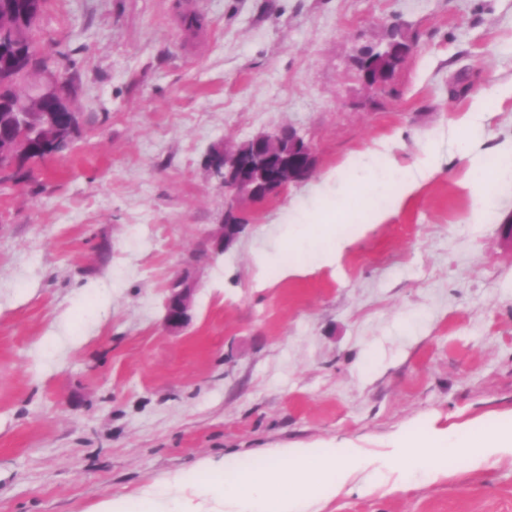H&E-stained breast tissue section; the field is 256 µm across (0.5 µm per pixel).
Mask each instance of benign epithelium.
I'll use <instances>...</instances> for the list:
<instances>
[{
  "instance_id": "obj_1",
  "label": "benign epithelium",
  "mask_w": 512,
  "mask_h": 512,
  "mask_svg": "<svg viewBox=\"0 0 512 512\" xmlns=\"http://www.w3.org/2000/svg\"><path fill=\"white\" fill-rule=\"evenodd\" d=\"M18 30L11 16L0 17V73L21 68L39 54L34 44L19 38ZM408 53L409 45L402 39L372 48L361 72L365 86L370 90L388 86ZM32 85L36 87L35 102L44 109L40 113L44 138L49 140L56 132L61 137L73 136V122L64 120L57 109L68 97L69 76L46 72ZM30 149V142L22 136L0 147V172L11 170L16 158ZM207 167L211 177L224 187L226 218L213 235V248L226 252L244 229L237 218V203L243 198L272 196L290 183L308 180L315 169V153L304 135L288 126L256 135L235 149L210 154ZM194 291L195 284L188 278L174 280L164 316L169 331L178 332L189 321Z\"/></svg>"
}]
</instances>
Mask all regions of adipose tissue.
<instances>
[{"mask_svg":"<svg viewBox=\"0 0 512 512\" xmlns=\"http://www.w3.org/2000/svg\"><path fill=\"white\" fill-rule=\"evenodd\" d=\"M350 220L340 202L297 223L288 240L292 261L284 272L296 271V258L316 248L324 260L339 258L353 238L336 227ZM398 452L400 481L418 474L434 478L464 454L483 462L512 453V427L480 420L448 433L420 423L400 438ZM361 473L374 487L389 482L383 466L361 448H276L263 453L256 466L227 455L177 473L167 487L103 503L98 512H313L315 504L336 498Z\"/></svg>","mask_w":512,"mask_h":512,"instance_id":"adipose-tissue-1","label":"adipose tissue"}]
</instances>
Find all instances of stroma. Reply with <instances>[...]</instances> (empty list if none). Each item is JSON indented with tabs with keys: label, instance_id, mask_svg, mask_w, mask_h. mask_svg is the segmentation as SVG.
<instances>
[{
	"label": "stroma",
	"instance_id": "stroma-1",
	"mask_svg": "<svg viewBox=\"0 0 512 512\" xmlns=\"http://www.w3.org/2000/svg\"><path fill=\"white\" fill-rule=\"evenodd\" d=\"M395 23L410 51L368 90L356 60ZM36 44L72 75L80 126L0 184V512H94L227 453L352 445L393 463L415 422H512V182L471 223L458 157L512 146V0H49ZM475 103L480 132L460 122ZM288 125L312 177L242 201L239 241L195 261L224 221L207 154ZM427 144L440 172L370 223L368 200L398 188L372 165L339 175L343 159L411 169ZM342 191L366 230L338 261L260 264ZM319 512H512V456L393 490L360 474ZM169 289L164 324L170 332H178L189 321L192 296L196 287L187 277H179L174 280V287Z\"/></svg>",
	"mask_w": 512,
	"mask_h": 512
}]
</instances>
